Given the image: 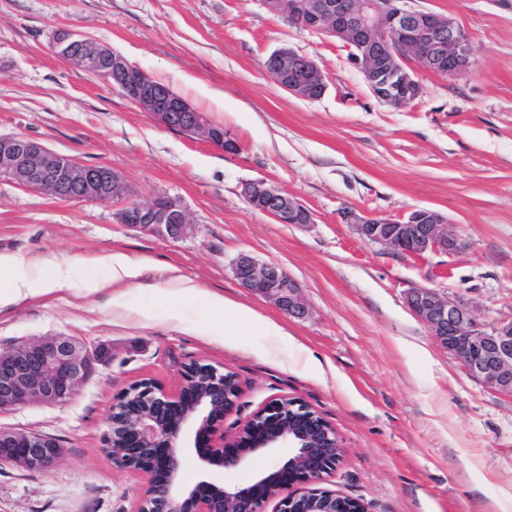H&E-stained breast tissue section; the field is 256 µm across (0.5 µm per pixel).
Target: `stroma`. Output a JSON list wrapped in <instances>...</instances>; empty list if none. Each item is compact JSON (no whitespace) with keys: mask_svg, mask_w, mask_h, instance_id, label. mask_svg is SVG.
<instances>
[{"mask_svg":"<svg viewBox=\"0 0 512 512\" xmlns=\"http://www.w3.org/2000/svg\"><path fill=\"white\" fill-rule=\"evenodd\" d=\"M471 36L463 77L415 73L419 97L394 108L370 92L349 48L268 12L261 0H0V134H21L121 173L143 201L170 196L196 225L180 239L120 224L116 204L65 202L0 179V255L71 265L60 289L0 307V350L49 336L108 356L67 402L0 412V429L52 437L64 455L37 472L0 465V512H139L149 474L104 451L112 405L153 380L178 396L183 372L222 366L243 395L225 424L298 400L336 430L343 462L322 488L370 512H512V399L464 372L407 308L434 288L492 327L512 314V0H410ZM61 27L98 39L151 73L237 143L227 153L159 126L111 84L54 54ZM312 57L323 97L285 92L274 51ZM264 179L300 200L310 224L252 209ZM447 216L461 254L408 256L363 242L348 213ZM147 259L122 304L103 256ZM242 253L281 265L309 314L295 318L243 288ZM199 294L162 295L170 277ZM100 282L99 291L87 290ZM230 308L215 310L209 294ZM279 334H271L270 326Z\"/></svg>","mask_w":512,"mask_h":512,"instance_id":"1","label":"stroma"}]
</instances>
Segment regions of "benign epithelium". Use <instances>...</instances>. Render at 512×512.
<instances>
[{
    "mask_svg": "<svg viewBox=\"0 0 512 512\" xmlns=\"http://www.w3.org/2000/svg\"><path fill=\"white\" fill-rule=\"evenodd\" d=\"M266 8L298 20L301 29L336 38L352 50L351 58L366 78L371 93L388 105L416 99L421 88L414 68L448 66L454 76L469 72L471 38L448 16L416 10L408 0H262ZM56 56L83 71L101 72L113 87L148 113L160 126L206 141L226 153L236 141L210 123L184 98L156 83L146 71L96 39L59 28L52 38ZM268 76L282 90L305 100L321 98L324 74L316 61L290 48L272 53ZM0 177L13 184L65 201L121 204L120 224L164 238L183 237L194 225L181 202L169 196L138 199L125 179L108 166L85 164L59 153L44 142L20 135L0 134ZM241 194L255 210L279 224H312V212L298 199L264 179L242 185ZM359 237L394 251L421 257L427 253H459L464 248L447 216L416 209L403 220L352 216ZM240 285L271 300L288 315L308 312L300 284L283 267L241 253L233 262ZM406 305L431 335L457 357L466 372L502 395L512 397V317L486 328L461 303L433 288H412ZM100 351L70 336H51L0 351V411L31 402L59 404L70 400L94 372ZM202 375L210 385L196 386ZM185 387L177 399L151 381L137 383L112 406V461L119 467L167 472V480L151 482L143 501H155L140 512H265L270 499L276 512H326L339 503L341 512H368L363 502L322 490L316 484L343 460L333 426L307 405L277 400L256 411L242 430L230 435L227 415L237 410L243 390L228 385L223 369L195 363L184 371ZM195 450L208 469L236 470L256 454L289 448L291 456L277 471L259 475L239 488L202 480L192 486L181 481V458ZM8 463L27 470L47 471L63 455L55 439L0 429V452ZM291 473L294 482L309 484L308 492L290 491L279 480Z\"/></svg>",
    "mask_w": 512,
    "mask_h": 512,
    "instance_id": "obj_1",
    "label": "benign epithelium"
}]
</instances>
